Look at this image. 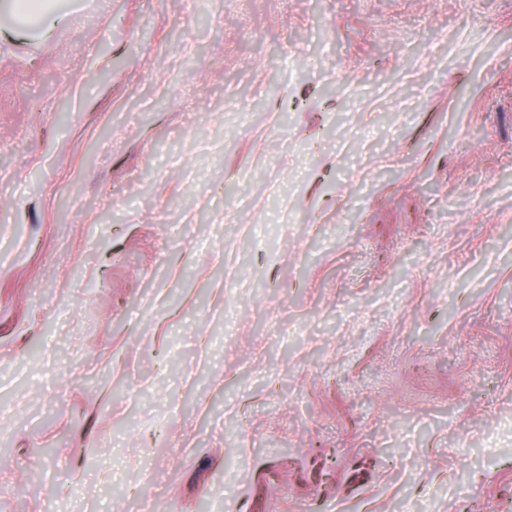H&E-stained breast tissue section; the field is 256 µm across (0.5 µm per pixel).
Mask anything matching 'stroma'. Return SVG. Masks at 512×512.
Returning a JSON list of instances; mask_svg holds the SVG:
<instances>
[{"label":"stroma","mask_w":512,"mask_h":512,"mask_svg":"<svg viewBox=\"0 0 512 512\" xmlns=\"http://www.w3.org/2000/svg\"><path fill=\"white\" fill-rule=\"evenodd\" d=\"M0 8V512H512V0Z\"/></svg>","instance_id":"obj_1"}]
</instances>
